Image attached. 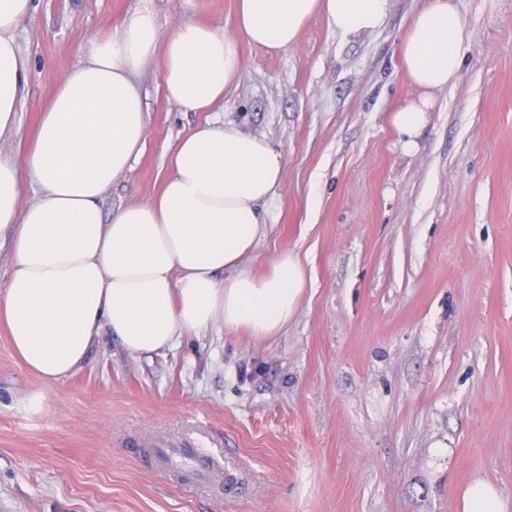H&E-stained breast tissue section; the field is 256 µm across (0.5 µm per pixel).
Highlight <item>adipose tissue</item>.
Listing matches in <instances>:
<instances>
[{
  "label": "adipose tissue",
  "instance_id": "adipose-tissue-1",
  "mask_svg": "<svg viewBox=\"0 0 512 512\" xmlns=\"http://www.w3.org/2000/svg\"><path fill=\"white\" fill-rule=\"evenodd\" d=\"M31 8L32 0H0V138L19 131L29 75L15 33ZM386 12L387 0H238L231 34L189 20L164 37L144 11L91 41L59 81L23 162L0 157V234H9L12 254L0 319L31 371L62 380L103 336L153 353L218 321L256 338L287 325L308 285L299 256L282 253L260 276L245 267L260 206L285 171L265 137L231 122L197 123L170 152L159 195L103 213L113 181L145 146L138 78L158 62L169 101L217 112L242 66L240 42L286 49L315 15L343 36L371 33ZM463 42L455 0H426L401 44L415 93L392 117L405 152L415 149L435 93L456 81ZM29 182L39 194L27 204Z\"/></svg>",
  "mask_w": 512,
  "mask_h": 512
}]
</instances>
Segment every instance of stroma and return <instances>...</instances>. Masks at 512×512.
Listing matches in <instances>:
<instances>
[{
  "label": "stroma",
  "instance_id": "35a3bbf8",
  "mask_svg": "<svg viewBox=\"0 0 512 512\" xmlns=\"http://www.w3.org/2000/svg\"><path fill=\"white\" fill-rule=\"evenodd\" d=\"M425 0H388L383 26L342 36L319 17L270 54L241 44L221 120L285 158L246 266L300 256L308 286L278 335L217 323L132 354L101 337L49 383L0 324V512H461L474 479L512 512V0H457V80L417 146L391 123L412 93L400 49ZM151 11L233 32L236 0H33L15 38L30 64L21 159L89 41ZM138 84L146 145L104 214L155 197L180 136L204 120ZM210 449L248 488L162 473L153 443Z\"/></svg>",
  "mask_w": 512,
  "mask_h": 512
}]
</instances>
